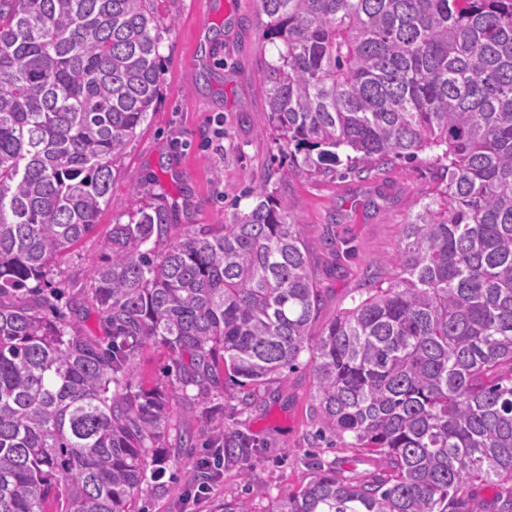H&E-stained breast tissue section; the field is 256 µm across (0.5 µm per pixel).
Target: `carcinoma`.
<instances>
[{
  "instance_id": "cac0c4a2",
  "label": "carcinoma",
  "mask_w": 512,
  "mask_h": 512,
  "mask_svg": "<svg viewBox=\"0 0 512 512\" xmlns=\"http://www.w3.org/2000/svg\"><path fill=\"white\" fill-rule=\"evenodd\" d=\"M265 108L283 175L365 172L439 151L448 180L402 228L387 286L314 335L321 293L299 222L262 185L228 224L175 232L162 208L111 224L87 281L56 260L97 224L116 163L163 80L157 0H0V512H133L155 451L211 448L205 479L249 442L202 406L238 386L228 418L304 365L313 439L380 469L343 479L315 455L268 512H512V0H258ZM97 310L86 336L60 312ZM149 341L176 379L136 389ZM306 361H301L302 356Z\"/></svg>"
}]
</instances>
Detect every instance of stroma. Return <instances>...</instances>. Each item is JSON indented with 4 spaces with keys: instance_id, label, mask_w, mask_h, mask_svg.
Returning <instances> with one entry per match:
<instances>
[{
    "instance_id": "1",
    "label": "stroma",
    "mask_w": 512,
    "mask_h": 512,
    "mask_svg": "<svg viewBox=\"0 0 512 512\" xmlns=\"http://www.w3.org/2000/svg\"><path fill=\"white\" fill-rule=\"evenodd\" d=\"M157 7L174 21L159 44L158 101L117 164L111 200L95 228L59 259V270L87 278L113 219L142 205L165 208L173 224H221L249 211L253 189L263 184L300 223L322 293L314 326L322 328L365 293L371 277L387 275L403 224L437 196L439 166L425 151L363 176L340 165L281 177L262 88V65L274 48L262 39L256 0H159ZM173 364L167 348L146 344L136 360V384L163 382ZM314 390L310 370L283 372L258 390L256 409L234 424L257 453L222 467L210 494L180 511L174 503L196 473L199 451L172 453L162 475L149 479L137 512H214L234 497L249 499L253 512H267L271 497L307 481L303 459L313 450L346 476L377 469L376 458L342 442L313 447Z\"/></svg>"
}]
</instances>
